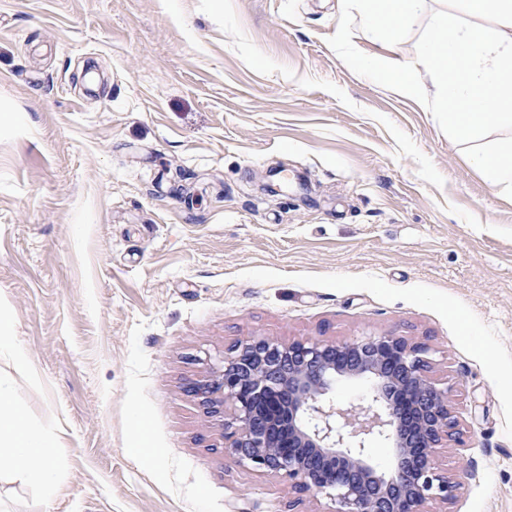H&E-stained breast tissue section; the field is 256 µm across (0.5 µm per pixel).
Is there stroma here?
<instances>
[{"instance_id": "stroma-1", "label": "stroma", "mask_w": 512, "mask_h": 512, "mask_svg": "<svg viewBox=\"0 0 512 512\" xmlns=\"http://www.w3.org/2000/svg\"><path fill=\"white\" fill-rule=\"evenodd\" d=\"M340 7L0 0V314L30 365L0 374L58 483L46 506L2 472L0 512H328L236 464L186 386L239 340L384 333L453 389L460 486L430 512H512V198L344 64ZM352 41L416 59L413 34Z\"/></svg>"}]
</instances>
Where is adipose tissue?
<instances>
[{
    "label": "adipose tissue",
    "instance_id": "1",
    "mask_svg": "<svg viewBox=\"0 0 512 512\" xmlns=\"http://www.w3.org/2000/svg\"><path fill=\"white\" fill-rule=\"evenodd\" d=\"M53 438L29 428L15 402L9 378L0 376V470L7 469L35 483L44 501L57 492L52 471Z\"/></svg>",
    "mask_w": 512,
    "mask_h": 512
}]
</instances>
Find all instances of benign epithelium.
Instances as JSON below:
<instances>
[{"label": "benign epithelium", "instance_id": "7a95c632", "mask_svg": "<svg viewBox=\"0 0 512 512\" xmlns=\"http://www.w3.org/2000/svg\"><path fill=\"white\" fill-rule=\"evenodd\" d=\"M431 348L393 334L342 342L270 338L239 341L188 392L224 418V450L256 471L303 492L324 493L332 512H427L458 483L438 449L465 445L452 388L430 375ZM365 382L366 404L338 408L336 380ZM387 440L393 466L382 471L367 444Z\"/></svg>", "mask_w": 512, "mask_h": 512}]
</instances>
